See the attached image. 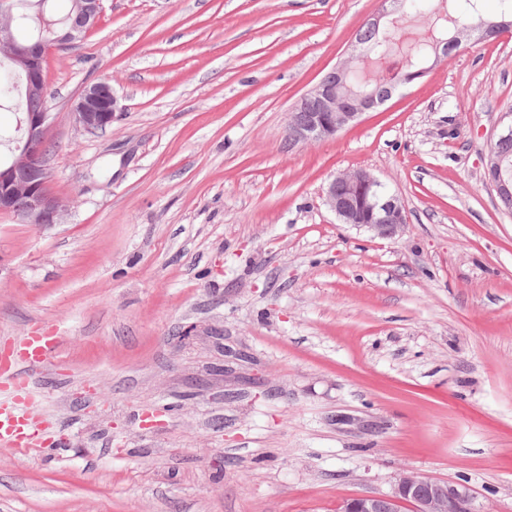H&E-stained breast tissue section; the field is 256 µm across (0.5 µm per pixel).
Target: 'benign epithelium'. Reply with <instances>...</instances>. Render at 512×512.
<instances>
[{
    "label": "benign epithelium",
    "instance_id": "obj_1",
    "mask_svg": "<svg viewBox=\"0 0 512 512\" xmlns=\"http://www.w3.org/2000/svg\"><path fill=\"white\" fill-rule=\"evenodd\" d=\"M103 0H72L65 28L51 41L26 42L14 33L13 0H0V47L5 49L16 68L26 78L27 95L45 93V61L50 48H67L93 28L101 15ZM382 0V10L368 20L374 30L386 31L397 22L395 3ZM502 26L500 22L482 21L457 30L450 39L432 45L429 64L407 72L387 87V93L354 92L349 86L352 73L363 69L365 49L361 41L352 45L349 56L326 73L295 105L288 124L290 142L308 144L357 122L389 100L401 86L423 78L446 52V45L458 47L460 35L476 34L485 38ZM116 100L107 82L90 84L78 95L72 114L75 122L90 130H104L112 125ZM52 113L29 112L22 122L21 144L12 159L0 165V212L11 214L23 224L50 225L59 222L63 211L61 199L49 190L52 172L47 163V130ZM500 162L489 150L486 181L501 197L512 196V182L501 176ZM324 203L343 224L365 228L384 239L399 237L407 224L403 200L370 173L359 169L338 174L329 183ZM470 489L463 483L448 485L410 471L404 474L394 491L385 495H362L343 503L340 512H474Z\"/></svg>",
    "mask_w": 512,
    "mask_h": 512
}]
</instances>
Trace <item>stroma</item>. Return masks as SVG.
<instances>
[{
  "instance_id": "35a3bbf8",
  "label": "stroma",
  "mask_w": 512,
  "mask_h": 512,
  "mask_svg": "<svg viewBox=\"0 0 512 512\" xmlns=\"http://www.w3.org/2000/svg\"><path fill=\"white\" fill-rule=\"evenodd\" d=\"M381 0H103L47 56L59 223L0 213V345L54 328L28 404L64 450L0 447V512H339L407 472L512 512V210L485 179L512 28L335 137L290 112ZM105 81L117 117L70 110ZM363 169L394 240L323 192ZM324 203L342 224L365 228L379 238L395 239L407 224L403 200L362 169L343 172L332 179Z\"/></svg>"
}]
</instances>
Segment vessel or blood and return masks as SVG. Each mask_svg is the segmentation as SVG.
I'll use <instances>...</instances> for the list:
<instances>
[{
    "label": "vessel or blood",
    "instance_id": "1",
    "mask_svg": "<svg viewBox=\"0 0 512 512\" xmlns=\"http://www.w3.org/2000/svg\"><path fill=\"white\" fill-rule=\"evenodd\" d=\"M57 349L56 336L33 329L17 341L13 360L0 369V389L7 394L6 399L0 400L1 447L19 450L42 446L47 454H54V447L44 446L26 403L31 397V370L49 364Z\"/></svg>",
    "mask_w": 512,
    "mask_h": 512
}]
</instances>
